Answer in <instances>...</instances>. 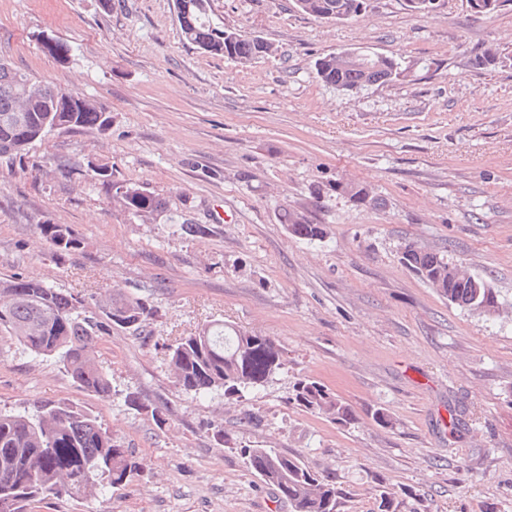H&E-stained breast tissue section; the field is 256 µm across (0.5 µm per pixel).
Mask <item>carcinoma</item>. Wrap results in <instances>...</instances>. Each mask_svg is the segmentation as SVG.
Returning <instances> with one entry per match:
<instances>
[{"mask_svg": "<svg viewBox=\"0 0 512 512\" xmlns=\"http://www.w3.org/2000/svg\"><path fill=\"white\" fill-rule=\"evenodd\" d=\"M512 0H467L472 12L488 16ZM298 8L316 18L347 20L361 15L366 0H295ZM176 18L186 41L199 49L242 63L272 54L271 44L260 45L239 31L221 29L210 20V0H174ZM45 51L60 63L71 57V46L59 39ZM501 55L485 49L475 64L497 67ZM317 77L340 91H357L391 82L404 75L399 62L383 57L376 65L348 63L333 53L315 62ZM31 74L0 58V166L23 163L27 144L15 140L16 123L33 129L68 117L72 129H101L112 112L76 93L44 85L37 98L26 89ZM115 192H123L127 209L138 216L159 211L161 198L135 185L112 184V167L99 164L87 177ZM336 191L353 202L370 201L368 190L355 183H336ZM281 223L300 239L315 241L325 229L301 212L283 210ZM38 237L52 257L62 259L84 248V242L66 224L40 223ZM402 262L448 302L491 315L500 302L496 289L479 277L465 282L448 277V257L414 241L401 246ZM154 310L139 297L116 293L105 301L89 302L67 294L45 281L21 274L0 280V334L38 356L56 359L81 388L99 396L112 392L109 374L96 360V340L114 328L143 332ZM168 364L175 382L197 399L215 391L228 400L267 384L282 368L281 346L271 337L236 330L226 324L206 326L169 348ZM294 400L307 410L325 414L347 425L356 414L321 383L302 379L293 385ZM247 469L274 487L291 512H339L342 499L337 481L309 470L297 456L273 448H242ZM137 473L131 450L112 437L97 415L72 403L38 407L34 413L0 412V512H27L31 503L48 495L85 498L107 487L120 486Z\"/></svg>", "mask_w": 512, "mask_h": 512, "instance_id": "carcinoma-1", "label": "carcinoma"}]
</instances>
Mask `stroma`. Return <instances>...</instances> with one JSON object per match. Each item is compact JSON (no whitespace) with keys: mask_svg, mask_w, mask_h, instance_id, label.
I'll list each match as a JSON object with an SVG mask.
<instances>
[{"mask_svg":"<svg viewBox=\"0 0 512 512\" xmlns=\"http://www.w3.org/2000/svg\"><path fill=\"white\" fill-rule=\"evenodd\" d=\"M210 17L276 55L240 63L197 49L173 0H112L108 11L100 0H0V57L112 113L108 131L52 133L23 171L0 170V278L21 273L86 299L120 291L155 310L142 334L101 336L106 397L0 335V411L78 403L138 466L131 482L49 496L31 512H290L241 446L336 475L340 512H376L380 485L398 512H512V5L478 17L466 0H435L425 15L406 0H369L336 22L293 0H211ZM43 33L71 45L68 63L48 55ZM485 48L505 63L478 68ZM342 49L411 71L341 92L314 64ZM103 163L165 210L136 216L87 180ZM339 180L366 186L378 205L336 194ZM286 209L324 225V238L290 235ZM45 221L68 225L84 249L54 259L35 236ZM407 239L489 281L499 314L451 304L405 268ZM213 321L284 351L274 378L237 402L187 397L168 366L169 347ZM304 376L356 421L297 405ZM130 394L142 411L126 405ZM380 408L392 426L373 420ZM219 428L228 442L214 439Z\"/></svg>","mask_w":512,"mask_h":512,"instance_id":"1","label":"stroma"}]
</instances>
